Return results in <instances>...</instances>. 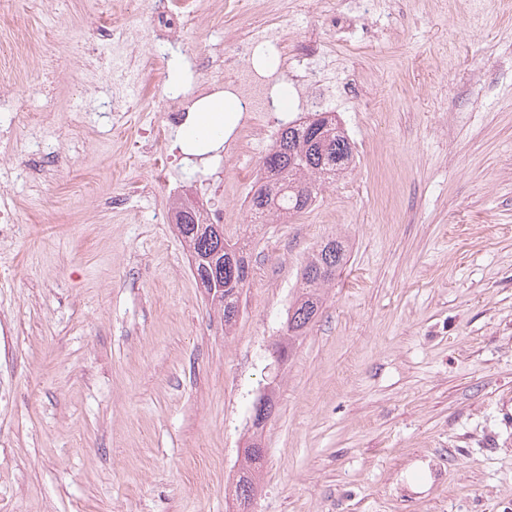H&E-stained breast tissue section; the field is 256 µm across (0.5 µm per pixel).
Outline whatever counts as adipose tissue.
I'll return each instance as SVG.
<instances>
[{
    "instance_id": "1",
    "label": "adipose tissue",
    "mask_w": 512,
    "mask_h": 512,
    "mask_svg": "<svg viewBox=\"0 0 512 512\" xmlns=\"http://www.w3.org/2000/svg\"><path fill=\"white\" fill-rule=\"evenodd\" d=\"M237 119L234 103L220 96L209 98L182 130L178 139L182 152L198 157L217 150Z\"/></svg>"
}]
</instances>
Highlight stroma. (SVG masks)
I'll return each instance as SVG.
<instances>
[{
  "label": "stroma",
  "mask_w": 512,
  "mask_h": 512,
  "mask_svg": "<svg viewBox=\"0 0 512 512\" xmlns=\"http://www.w3.org/2000/svg\"><path fill=\"white\" fill-rule=\"evenodd\" d=\"M0 85L23 112L46 31L61 29L59 109L0 147V512H233L231 490L261 390L275 410L250 512H512V5L399 0V31L348 56L346 33L291 14L288 38L335 60L323 109L352 168L287 224H254L242 192L278 137L185 156L162 128L159 87L194 78L187 47L233 34L207 0L197 22L135 56L140 111L111 130L103 92L77 79L97 29L81 0H14ZM370 95L335 96L343 79ZM235 215L252 278L232 329L198 288L171 221L176 197ZM331 236L348 263L281 368V336L309 255Z\"/></svg>",
  "instance_id": "1"
}]
</instances>
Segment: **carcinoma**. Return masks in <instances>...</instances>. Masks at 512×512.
<instances>
[{
  "instance_id": "carcinoma-1",
  "label": "carcinoma",
  "mask_w": 512,
  "mask_h": 512,
  "mask_svg": "<svg viewBox=\"0 0 512 512\" xmlns=\"http://www.w3.org/2000/svg\"><path fill=\"white\" fill-rule=\"evenodd\" d=\"M352 160L348 138L328 118L286 124L263 159L265 182L251 198V223L285 222L309 210L324 184L336 180ZM172 215L190 254L197 285L222 311L224 328L231 327L236 318L230 312L239 307L251 276L249 253L224 238V232H215L203 223L202 209L190 200L177 203ZM347 252L345 240L330 237L308 257L301 273L300 294L288 308L286 332L274 344L281 360L289 359L296 342L316 322L324 303L323 288L342 270ZM256 447V443L247 446L245 465L236 482V500L241 506L250 503L256 491L255 473L264 457L254 451Z\"/></svg>"
}]
</instances>
